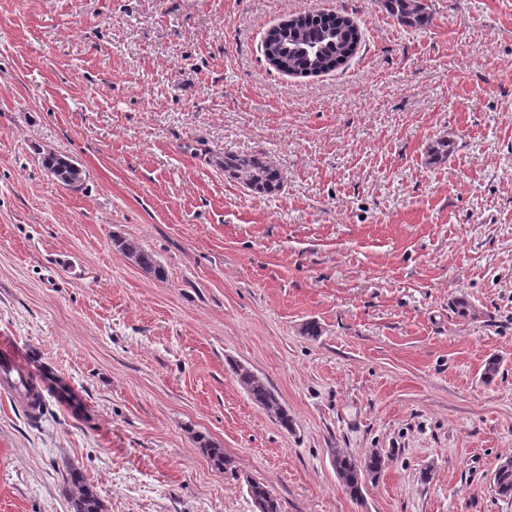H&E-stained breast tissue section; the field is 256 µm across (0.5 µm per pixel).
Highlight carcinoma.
<instances>
[{
  "instance_id": "cac0c4a2",
  "label": "carcinoma",
  "mask_w": 512,
  "mask_h": 512,
  "mask_svg": "<svg viewBox=\"0 0 512 512\" xmlns=\"http://www.w3.org/2000/svg\"><path fill=\"white\" fill-rule=\"evenodd\" d=\"M382 4L390 16L406 26L424 27L431 20L423 0H382ZM360 43L361 32L352 19L317 12L298 16L291 23L277 25L267 33L262 48L265 59L275 70L288 75L309 76L344 65L356 54ZM449 146L446 137L435 140L428 147V159L434 163L448 159ZM42 166L64 186L73 187L82 182V170L67 156L50 152L43 157ZM224 175L255 194H275L284 184L283 171L257 156H224ZM114 242L135 265L158 277L164 275L163 267L148 249L120 238L114 239ZM228 366L252 401L273 415L283 429L292 428L288 411L267 382L237 360L228 361ZM196 441L214 469L225 472L231 468V460L220 445L202 436ZM332 466L345 492L358 500L362 498L365 478L378 477L385 466V458L379 452L363 459L335 452ZM65 481L72 512H104L103 503L80 469L67 467ZM246 485L257 512H281L279 500L264 483L248 479ZM493 490L500 497L512 498L511 458L498 464L493 476Z\"/></svg>"
}]
</instances>
